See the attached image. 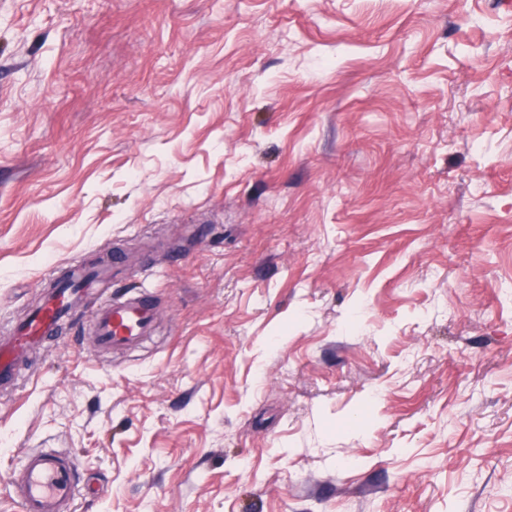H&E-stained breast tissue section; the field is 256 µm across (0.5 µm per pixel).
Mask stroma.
Instances as JSON below:
<instances>
[{
  "label": "stroma",
  "instance_id": "35a3bbf8",
  "mask_svg": "<svg viewBox=\"0 0 512 512\" xmlns=\"http://www.w3.org/2000/svg\"><path fill=\"white\" fill-rule=\"evenodd\" d=\"M106 247L0 389V512L33 448L77 512H512L504 0H0V336ZM156 312L151 293L120 296L103 302L93 313L90 327L104 351L125 350L151 336Z\"/></svg>",
  "mask_w": 512,
  "mask_h": 512
}]
</instances>
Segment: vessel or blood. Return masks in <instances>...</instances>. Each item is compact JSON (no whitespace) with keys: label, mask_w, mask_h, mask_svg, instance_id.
<instances>
[{"label":"vessel or blood","mask_w":512,"mask_h":512,"mask_svg":"<svg viewBox=\"0 0 512 512\" xmlns=\"http://www.w3.org/2000/svg\"><path fill=\"white\" fill-rule=\"evenodd\" d=\"M80 294L79 282L63 283L47 295L26 322L0 338L1 385L12 381L18 362L70 315ZM155 323L154 301L148 292L107 300L90 319L97 343L105 351L139 345L152 335ZM77 475V461L71 452H27L15 477L21 512H75Z\"/></svg>","instance_id":"vessel-or-blood-1"}]
</instances>
